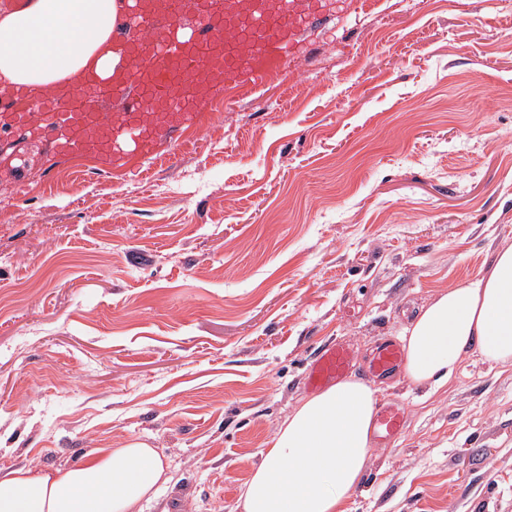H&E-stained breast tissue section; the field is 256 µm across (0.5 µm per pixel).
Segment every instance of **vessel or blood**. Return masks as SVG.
<instances>
[{
	"label": "vessel or blood",
	"mask_w": 512,
	"mask_h": 512,
	"mask_svg": "<svg viewBox=\"0 0 512 512\" xmlns=\"http://www.w3.org/2000/svg\"><path fill=\"white\" fill-rule=\"evenodd\" d=\"M137 2L136 15L118 23L122 40L143 48L128 64L132 83L119 92L120 101H136V113L112 111L98 99L85 104L77 92L52 94L33 112L15 111V94L0 92V112L13 111L14 122L22 129L34 123L42 129H67L75 151L103 141L109 151L125 152L134 140L135 128L144 126L149 116V102L165 103L171 91L187 85L201 98L228 81L242 79L257 86L286 65L292 44L302 35V20L311 15L312 0H286L284 11L274 9L272 0H225V15L251 22L254 36L249 40L241 39L233 24H217L202 12L194 17L189 39H182L173 28L158 25L159 20L174 17L175 0ZM403 357L400 342L392 339L381 340L365 361L350 342H332L314 352L304 384L311 390L320 389L357 369L372 378L389 379L397 373ZM403 419L402 403H381L375 419L379 441L389 443L398 438Z\"/></svg>",
	"instance_id": "b4317fda"
}]
</instances>
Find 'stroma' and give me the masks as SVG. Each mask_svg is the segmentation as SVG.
<instances>
[{"mask_svg":"<svg viewBox=\"0 0 512 512\" xmlns=\"http://www.w3.org/2000/svg\"><path fill=\"white\" fill-rule=\"evenodd\" d=\"M285 68L172 107L168 151L51 152L0 183V470L131 439L144 512H237L312 353L368 359L512 244V0H315ZM374 444L349 512H512V366L463 355Z\"/></svg>","mask_w":512,"mask_h":512,"instance_id":"1","label":"stroma"}]
</instances>
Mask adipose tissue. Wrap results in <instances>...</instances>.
<instances>
[{
	"label": "adipose tissue",
	"mask_w": 512,
	"mask_h": 512,
	"mask_svg": "<svg viewBox=\"0 0 512 512\" xmlns=\"http://www.w3.org/2000/svg\"><path fill=\"white\" fill-rule=\"evenodd\" d=\"M124 0H27L0 13V90L52 94L91 71L106 79L126 53L112 34ZM403 376L437 391L462 356L512 365V245L476 276L440 292L398 336ZM375 392L349 378L303 399L245 482L239 512H347L372 445ZM148 443L98 448L66 471L19 467L0 474V512H143L168 482Z\"/></svg>",
	"instance_id": "1"
}]
</instances>
